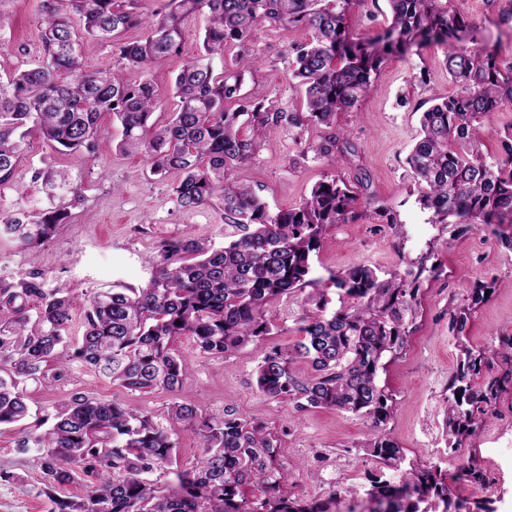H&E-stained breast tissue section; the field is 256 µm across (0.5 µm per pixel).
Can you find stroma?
<instances>
[{"label":"stroma","mask_w":512,"mask_h":512,"mask_svg":"<svg viewBox=\"0 0 512 512\" xmlns=\"http://www.w3.org/2000/svg\"><path fill=\"white\" fill-rule=\"evenodd\" d=\"M448 7L472 24L467 47L495 44L502 59H512V19L502 14L512 7V0H498L493 6L488 0H448ZM40 10L41 0H0V12L12 20L11 31L0 38L1 76L28 67L41 55L36 28ZM346 15L353 39L361 41L382 33L391 20L388 0H350ZM205 23L204 14L185 15L179 53L159 60L150 70V79L164 94L157 118L175 111L171 83L181 66L196 55ZM305 37L299 28L257 25L251 51L260 66L246 78L244 93L304 111L293 88L292 48ZM444 56V46L433 42L405 56L387 58L371 92L337 116V125L357 149L352 160L334 165L322 158H298V145L281 134L263 142L233 177L254 189L273 212L298 206L325 177L336 175L350 184L358 197L355 216L327 230L313 255L317 275L325 277L358 265L370 267L382 280L416 270L422 273L421 306L407 346L379 376L392 401L385 431L408 459L439 466L447 473L452 492L472 501L483 493L460 477L457 466L476 461L497 482L493 494L497 512H512V384L501 392L496 415L457 453H449L443 434L444 400L459 354L448 332L449 311L476 285L490 286L487 299L477 306L467 326V342L476 349H492L498 347L501 336L512 333V250L487 231L431 223L430 212L417 201L418 185L407 164L421 115L432 98L457 90ZM100 122L108 135L92 156L61 154L32 138L9 188L0 194V205L12 211L35 209L44 195L32 172L46 161L81 180L85 200L73 209L70 223L33 251L18 250L12 241L1 238L0 278L14 281L36 274L45 290L59 289L84 299L115 285L147 284L163 240L187 236L216 248L223 246L221 204L190 210L176 207L173 178L141 177L143 156L118 148L120 123L107 113L101 114ZM383 206L389 208L393 223L378 216ZM304 298L298 291L274 302L271 336L238 354L203 355L193 337L176 338L171 349L189 360L190 369L175 393H131L78 363L50 385L29 384L30 418L19 425L0 426V470L25 478L21 484L0 483V512H50L49 499L32 491L41 482L33 455L21 451L18 442L36 423L52 420L58 401L74 393L118 399L151 415L178 441L181 466L194 462L203 445L195 429L171 419V404L195 403L207 417H220L225 409H232L236 416L264 423L279 439L289 471L283 488L286 496L315 500L334 487L344 502L365 501L367 475L377 467L366 453L374 435L371 419L328 409L300 411L290 400L266 398L255 384V368L267 347L298 340Z\"/></svg>","instance_id":"stroma-1"}]
</instances>
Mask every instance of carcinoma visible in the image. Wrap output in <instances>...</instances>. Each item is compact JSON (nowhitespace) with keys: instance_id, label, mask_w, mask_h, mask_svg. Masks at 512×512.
<instances>
[{"instance_id":"1","label":"carcinoma","mask_w":512,"mask_h":512,"mask_svg":"<svg viewBox=\"0 0 512 512\" xmlns=\"http://www.w3.org/2000/svg\"><path fill=\"white\" fill-rule=\"evenodd\" d=\"M348 2L341 0L339 7L334 0H168L167 11L149 19L136 11V0H66L65 12L55 0H43L37 20L41 59L0 77V193L10 185L28 138L91 154L107 134L98 122L106 112L122 127L121 150L142 154L154 175H180L172 188L177 206L205 207L219 198L224 223L236 233L222 248L190 237L165 241L148 284L100 291L87 300L76 344L66 337L76 296L47 292L34 276L0 279V303L11 314L0 322V426L28 416L26 382L56 381L72 362L130 392L174 391L189 370L188 360L172 352L175 338L192 336L200 353L223 357L271 335V305L318 282L312 254L329 227L352 217L356 196L332 176L316 183L300 205L272 213L231 174L268 137L286 131L300 144L302 130L311 125L320 135L302 156L312 152L332 162L356 156L355 146L336 129V117L370 92L392 53L403 55L432 41L445 44L448 76L458 87L422 112L420 137L407 158L421 207L434 224L489 230L512 249V123L495 130L500 154L492 162L476 136L479 125L492 124L496 113L512 105V60H502L496 47L459 45L468 20L442 0H388L390 26L372 40L355 41L346 24ZM202 9L208 25L201 53L175 76L176 111L159 123L153 115L161 93L146 72L179 50L181 16ZM73 15L85 37L115 45L118 60L139 77L118 81L108 69L86 68ZM263 21L310 33L297 45L294 61L304 113L241 94L244 71L256 64L248 56L253 31ZM134 28L145 35L117 42ZM229 46L242 51L241 69L215 71L213 60L223 58ZM32 177L47 193L45 204L29 214L0 210V237L23 251L52 239L84 201L81 185L50 163L34 169ZM424 271L418 268L410 282L381 281L367 266L330 275L337 305L329 309L326 288L306 296L302 338L265 352L255 371L259 392L287 398L300 411L332 409L365 415L376 428L386 424L391 406L378 373L385 358L407 344ZM485 292L483 286L472 289L449 312L448 330L462 355L445 405L453 452L494 415L501 385L512 381L511 371L484 387L472 385L495 355L466 343L468 322ZM298 363L308 366V374L295 369ZM170 415L196 428L203 452L175 473L174 484L160 485L149 476L172 462L177 445L152 416L117 399L74 393L62 400L52 426L20 444L37 448L40 493L53 503L51 512H340L334 489L308 502L282 494L287 474L281 448L264 424L231 410L206 418L188 402L173 403ZM368 448L384 468L368 475L369 512H470L441 470L406 462L387 435L376 436ZM387 469L394 475H386ZM460 472L476 486L489 483L475 462ZM90 476L104 481L86 486L77 498L55 496Z\"/></svg>"}]
</instances>
